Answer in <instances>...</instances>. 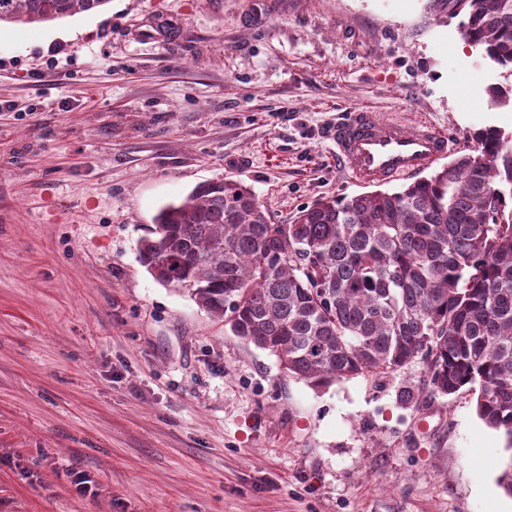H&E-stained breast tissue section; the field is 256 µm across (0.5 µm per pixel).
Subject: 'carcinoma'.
Returning <instances> with one entry per match:
<instances>
[{"label": "carcinoma", "mask_w": 512, "mask_h": 512, "mask_svg": "<svg viewBox=\"0 0 512 512\" xmlns=\"http://www.w3.org/2000/svg\"><path fill=\"white\" fill-rule=\"evenodd\" d=\"M109 0H0L35 24ZM512 68V0H430ZM512 107V88H487ZM448 166L392 190L324 197L273 224L226 178L163 206L138 246L159 282L188 291L232 335L315 386L394 373L416 359L429 393L479 387L475 411L512 452V136L495 128Z\"/></svg>", "instance_id": "obj_1"}]
</instances>
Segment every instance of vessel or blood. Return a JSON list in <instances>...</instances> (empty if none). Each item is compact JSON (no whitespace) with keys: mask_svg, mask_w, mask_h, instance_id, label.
Returning a JSON list of instances; mask_svg holds the SVG:
<instances>
[{"mask_svg":"<svg viewBox=\"0 0 512 512\" xmlns=\"http://www.w3.org/2000/svg\"><path fill=\"white\" fill-rule=\"evenodd\" d=\"M331 138L337 159L362 185L413 177L451 149L448 135L429 124L411 128L369 110L350 113L336 124Z\"/></svg>","mask_w":512,"mask_h":512,"instance_id":"obj_1","label":"vessel or blood"}]
</instances>
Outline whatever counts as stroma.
Masks as SVG:
<instances>
[{"label": "stroma", "mask_w": 512, "mask_h": 512, "mask_svg": "<svg viewBox=\"0 0 512 512\" xmlns=\"http://www.w3.org/2000/svg\"><path fill=\"white\" fill-rule=\"evenodd\" d=\"M511 84L428 0H109L1 24L0 512H512L475 391L405 402L419 360L287 377L137 252L202 182L240 181L276 224L364 193L328 135L358 108L458 154L510 133L486 90Z\"/></svg>", "instance_id": "35a3bbf8"}]
</instances>
